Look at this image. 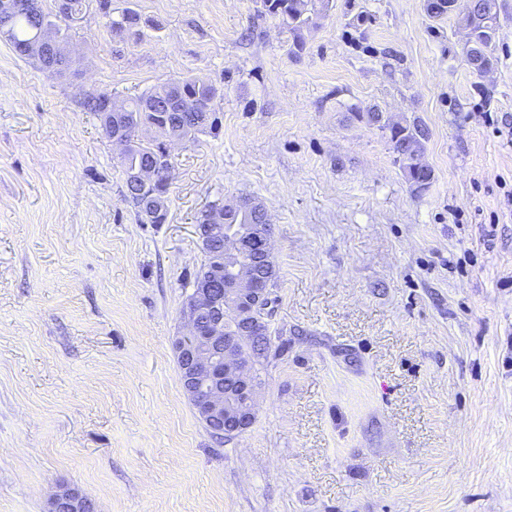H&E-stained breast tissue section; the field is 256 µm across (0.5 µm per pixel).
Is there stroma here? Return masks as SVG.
I'll return each instance as SVG.
<instances>
[{"label": "stroma", "instance_id": "1", "mask_svg": "<svg viewBox=\"0 0 512 512\" xmlns=\"http://www.w3.org/2000/svg\"><path fill=\"white\" fill-rule=\"evenodd\" d=\"M475 72L425 0H334L288 50L260 0H112L76 70L0 41V512L59 486L96 512H512V0ZM219 128L173 150L166 223L144 224L84 87L179 77ZM377 110L428 130L415 191ZM261 201L278 279L254 424L214 436L172 340L205 260L207 203Z\"/></svg>", "mask_w": 512, "mask_h": 512}]
</instances>
